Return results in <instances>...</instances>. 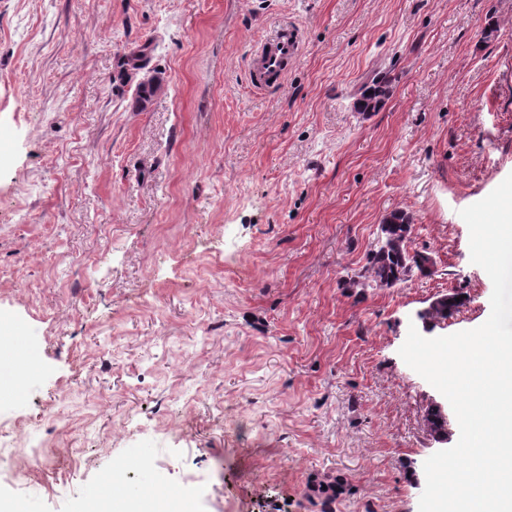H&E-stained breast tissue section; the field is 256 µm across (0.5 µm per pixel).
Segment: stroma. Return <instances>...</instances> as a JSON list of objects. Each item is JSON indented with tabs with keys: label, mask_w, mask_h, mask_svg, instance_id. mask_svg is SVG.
Returning <instances> with one entry per match:
<instances>
[{
	"label": "stroma",
	"mask_w": 512,
	"mask_h": 512,
	"mask_svg": "<svg viewBox=\"0 0 512 512\" xmlns=\"http://www.w3.org/2000/svg\"><path fill=\"white\" fill-rule=\"evenodd\" d=\"M511 174L512 0H0V314L39 356L0 424L48 445L0 455V512L148 470L193 512H418L435 389L399 349L437 295L447 333L489 318L460 212ZM395 211L433 274L355 286ZM302 52L300 25L284 18L266 28L251 50L248 80L257 92H273L284 88L288 73ZM387 95L385 83H378L377 80L368 89H365L359 98L354 102V108L357 112H377L383 105Z\"/></svg>",
	"instance_id": "1"
}]
</instances>
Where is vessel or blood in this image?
<instances>
[{
    "label": "vessel or blood",
    "instance_id": "1",
    "mask_svg": "<svg viewBox=\"0 0 512 512\" xmlns=\"http://www.w3.org/2000/svg\"><path fill=\"white\" fill-rule=\"evenodd\" d=\"M302 52L300 25L284 18L266 28L251 50L248 80L257 92H273L284 88L288 73Z\"/></svg>",
    "mask_w": 512,
    "mask_h": 512
}]
</instances>
